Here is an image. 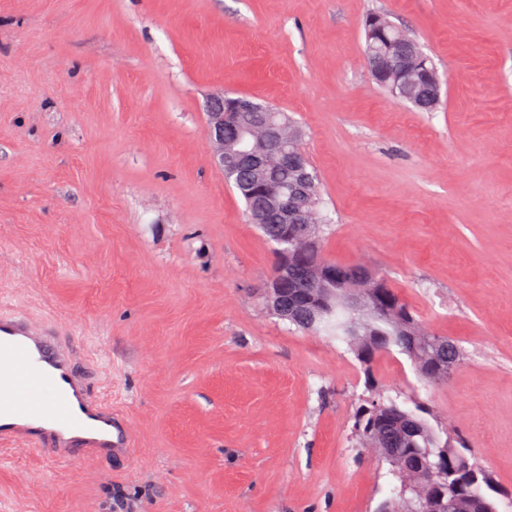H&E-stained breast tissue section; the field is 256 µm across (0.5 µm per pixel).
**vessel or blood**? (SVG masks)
<instances>
[{"label": "vessel or blood", "instance_id": "1", "mask_svg": "<svg viewBox=\"0 0 512 512\" xmlns=\"http://www.w3.org/2000/svg\"><path fill=\"white\" fill-rule=\"evenodd\" d=\"M0 444L59 460L130 446L128 427L79 374L72 345L19 310L0 312Z\"/></svg>", "mask_w": 512, "mask_h": 512}]
</instances>
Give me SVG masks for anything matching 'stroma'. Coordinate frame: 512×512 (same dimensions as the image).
<instances>
[{"instance_id":"1","label":"stroma","mask_w":512,"mask_h":512,"mask_svg":"<svg viewBox=\"0 0 512 512\" xmlns=\"http://www.w3.org/2000/svg\"><path fill=\"white\" fill-rule=\"evenodd\" d=\"M436 63L421 112L372 81L362 20ZM292 114L322 254L388 278L464 359L383 396L433 410L512 512V0H0V309L51 323L130 451L0 447V512H376L347 345L268 311L274 249L204 146L207 94Z\"/></svg>"}]
</instances>
